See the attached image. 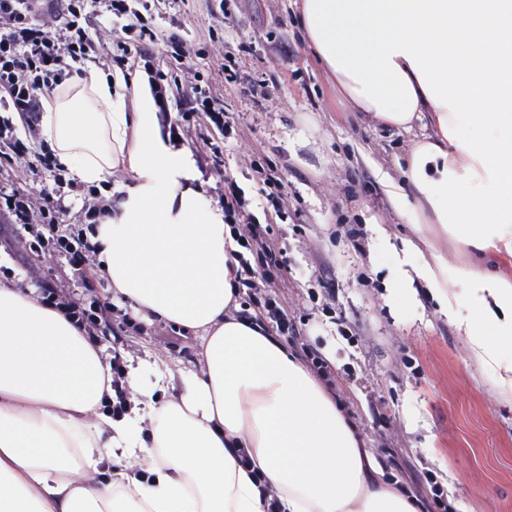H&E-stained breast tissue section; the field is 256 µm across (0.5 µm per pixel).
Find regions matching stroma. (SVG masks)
<instances>
[{"label":"stroma","instance_id":"35a3bbf8","mask_svg":"<svg viewBox=\"0 0 512 512\" xmlns=\"http://www.w3.org/2000/svg\"><path fill=\"white\" fill-rule=\"evenodd\" d=\"M133 2L146 5L157 42L109 71L151 87L169 73L182 94L203 88L223 108L226 140L204 116L188 129H174L171 112L160 123L191 151L204 206L223 208L224 178L233 176L253 222L271 225L285 248L288 272L270 290L297 327L289 348L320 354L346 418L419 499L431 473L453 512H512V396L501 395L495 372L475 361L422 281L393 286L404 241L435 236L433 225L398 214L383 188L400 177L408 135L346 111L306 48L294 0ZM174 37L182 54L162 48ZM267 159L284 185V222L262 208L253 165ZM0 266L25 290L65 269L17 247L0 251ZM118 345L150 387L167 371L191 370L198 340L156 322Z\"/></svg>","mask_w":512,"mask_h":512}]
</instances>
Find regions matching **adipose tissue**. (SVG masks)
<instances>
[{
	"instance_id": "1",
	"label": "adipose tissue",
	"mask_w": 512,
	"mask_h": 512,
	"mask_svg": "<svg viewBox=\"0 0 512 512\" xmlns=\"http://www.w3.org/2000/svg\"><path fill=\"white\" fill-rule=\"evenodd\" d=\"M305 40L347 109L413 132L386 192L459 251L417 270L472 355L512 392V0H299ZM108 75L68 78L42 135L77 182L133 181L95 236L112 296L137 320L198 336V369L170 398L102 413L110 367L61 312L0 285V512H418L320 381L256 321L232 283L237 244L204 207L191 154L164 136L151 95L127 111ZM484 132L466 138L462 125ZM467 290L459 317L457 287Z\"/></svg>"
}]
</instances>
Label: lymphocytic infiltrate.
<instances>
[{
  "label": "lymphocytic infiltrate",
  "instance_id": "f902f5d3",
  "mask_svg": "<svg viewBox=\"0 0 512 512\" xmlns=\"http://www.w3.org/2000/svg\"><path fill=\"white\" fill-rule=\"evenodd\" d=\"M56 24L42 23L39 15L44 0H0V168L29 157L30 172L54 175L55 192L71 188L65 171L59 169L49 148L34 153L20 128L36 129L43 101L68 79L74 69L100 63L105 57L102 31L120 20L128 34L119 42L120 61L140 54L155 39L153 26L144 16L130 14L128 0H62ZM45 193L41 203L18 191L0 189V218L19 230V241L34 253H47L80 270L94 267L98 252L94 240L102 219L112 213L100 189L89 188L95 202L85 209L81 223L67 224L54 194ZM248 201L236 180L224 181V222L230 227L239 250L236 283L249 290L256 319L275 324L280 335L291 336L295 325L278 299L265 291L266 284L288 270L286 253L268 239L266 224H241ZM38 297L72 320L89 339L103 341L132 330L133 322L113 303L75 296L57 284L41 283Z\"/></svg>",
  "mask_w": 512,
  "mask_h": 512
}]
</instances>
